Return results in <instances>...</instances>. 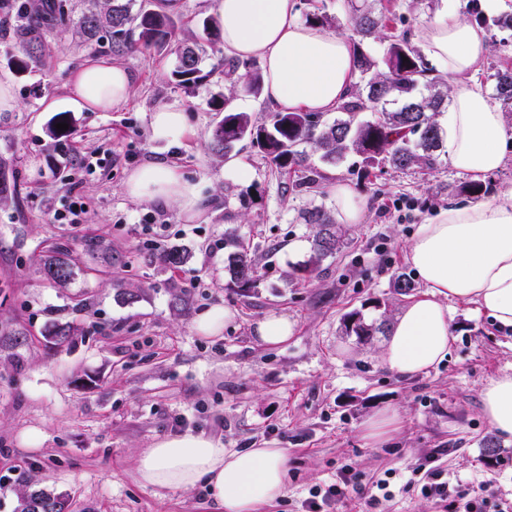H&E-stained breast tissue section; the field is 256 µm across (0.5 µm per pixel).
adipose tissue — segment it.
Here are the masks:
<instances>
[{"label": "adipose tissue", "instance_id": "1", "mask_svg": "<svg viewBox=\"0 0 512 512\" xmlns=\"http://www.w3.org/2000/svg\"><path fill=\"white\" fill-rule=\"evenodd\" d=\"M224 53L259 58L263 94L274 108L327 113L358 79L354 47L344 35L299 21L297 0H212ZM425 60L452 78L448 107L437 121L450 165L475 181L500 170L512 122L493 104L478 74L488 51L485 30L443 7L424 26ZM134 81L124 65L90 61L70 83L74 102L92 112L123 106ZM133 199L177 204L187 220L202 211L198 185L179 167L144 163L128 174ZM406 259L425 285L396 315L381 354L390 372L412 378L437 366L454 340L450 305L476 304L502 330L512 331V190L482 203L451 204L419 224ZM482 416L497 436L512 440V372L490 378L480 391ZM144 485L190 490L205 484L216 512H259L280 498L288 457L276 447L225 448L221 440L186 432L157 439L137 462Z\"/></svg>", "mask_w": 512, "mask_h": 512}]
</instances>
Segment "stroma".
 Here are the masks:
<instances>
[{
  "instance_id": "stroma-1",
  "label": "stroma",
  "mask_w": 512,
  "mask_h": 512,
  "mask_svg": "<svg viewBox=\"0 0 512 512\" xmlns=\"http://www.w3.org/2000/svg\"><path fill=\"white\" fill-rule=\"evenodd\" d=\"M14 0H0V81L12 84L18 108L0 112V158L15 191L0 201V512H17L26 479L64 495L70 512H213L203 487L160 491L136 476L139 452L186 429L220 438L233 449L275 446L288 455L286 493L261 512H301L310 491L357 474L362 494L334 512H368V494L389 480L387 512H448L445 501L404 488L403 480L438 458L449 483L489 485L512 503V440L497 458L482 448L490 429L480 389L512 369V333L498 330L474 306L452 304L455 340L447 358L412 379L380 360L386 329L406 303L394 294L395 273L409 272L405 250L426 217L450 201L447 188L466 183L449 163L426 174L394 173L375 181L349 155L325 167L320 188L288 192L277 172L240 143L236 156L250 177L224 168L210 147L222 118L210 107L225 92L214 72L195 89L173 85L171 54L134 53L120 62L134 75L128 102L109 112L80 111L68 101L73 72L85 61L112 59L107 35L87 44L74 25L44 35L43 64L19 73ZM390 24L419 34L443 7L430 0H383ZM57 101L74 126L66 138L47 132L44 104ZM174 104L187 112L191 135L170 146L149 136L152 112ZM149 160H168L204 184L203 220L182 219L176 205L135 201L123 192L128 173ZM343 182L364 203L362 221L341 228L342 246L312 276L295 268L312 254L303 210L334 212L331 187ZM77 185L82 213L75 224L54 214ZM165 227L155 235L153 225ZM249 247L259 287L229 288L225 240ZM181 245L189 257L176 270L157 254ZM75 264L71 281L53 283L40 271L52 248ZM221 305L234 312L222 335H199L197 312ZM360 311L377 333L346 335L342 318ZM295 322L288 343L270 347L254 329L268 313ZM56 323L70 325L69 346L54 345ZM401 426L371 448L362 423L379 408Z\"/></svg>"
}]
</instances>
